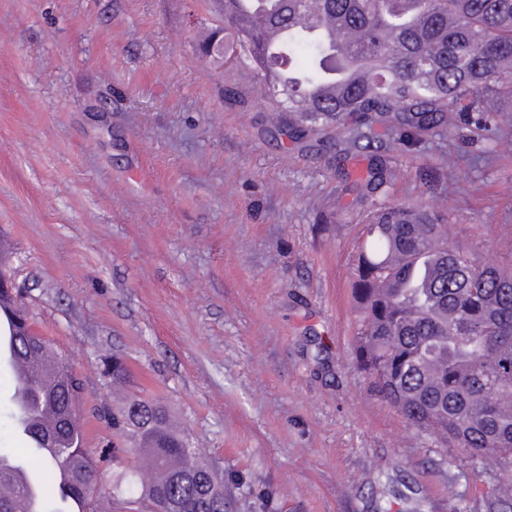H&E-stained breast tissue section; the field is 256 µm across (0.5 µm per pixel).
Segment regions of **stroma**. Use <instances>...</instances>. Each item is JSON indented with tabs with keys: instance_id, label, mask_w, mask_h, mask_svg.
I'll use <instances>...</instances> for the list:
<instances>
[{
	"instance_id": "stroma-1",
	"label": "stroma",
	"mask_w": 512,
	"mask_h": 512,
	"mask_svg": "<svg viewBox=\"0 0 512 512\" xmlns=\"http://www.w3.org/2000/svg\"><path fill=\"white\" fill-rule=\"evenodd\" d=\"M217 0H0V237L37 331L84 387L88 448L143 389L277 512H487L506 469L373 396L352 352L368 153L266 133L255 84L203 57ZM456 166H449V154ZM392 195L512 255V158L457 133L387 157ZM123 358L130 380L104 363Z\"/></svg>"
}]
</instances>
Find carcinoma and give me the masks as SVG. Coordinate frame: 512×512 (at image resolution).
Listing matches in <instances>:
<instances>
[{"instance_id":"obj_1","label":"carcinoma","mask_w":512,"mask_h":512,"mask_svg":"<svg viewBox=\"0 0 512 512\" xmlns=\"http://www.w3.org/2000/svg\"><path fill=\"white\" fill-rule=\"evenodd\" d=\"M248 18L224 12V59L247 71L268 98L271 134L293 144L382 132L379 148L416 150L427 136L450 130L480 135L512 157V0H246ZM316 14L340 24L343 52L359 63L328 88L326 71L336 50L303 30ZM288 29L278 56L266 49L267 33ZM359 195L383 198L365 218L352 279L353 352L375 397L407 423L450 448L478 450L507 464L509 478L496 489L489 512L512 508V259L496 266L459 246L448 216L424 203L389 200L386 159L371 158ZM19 291L0 290V337L8 326L12 354L0 364L20 378L16 360L52 364L30 380L26 413L13 406L24 444L0 449V461L33 457L42 462V512H65L58 489L62 471L74 472L73 495L83 512H99L100 461L71 419L83 405V384L64 352L43 336L21 335L29 319ZM63 416L55 431L43 411ZM123 439L115 458L138 456L129 485L118 480L113 500L128 512H229L224 477L203 459L188 434L175 426L155 397L125 401L112 413ZM246 512H268L251 487L238 485Z\"/></svg>"}]
</instances>
